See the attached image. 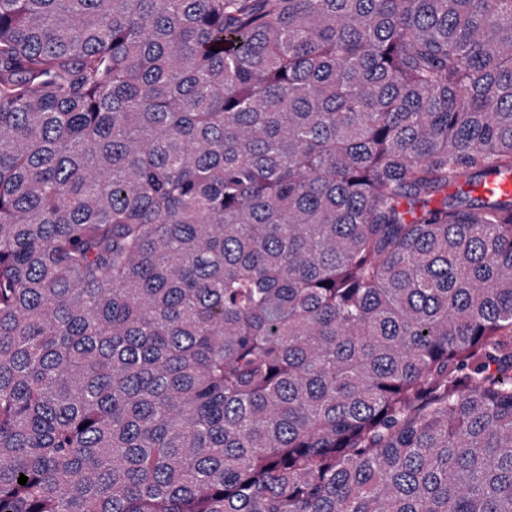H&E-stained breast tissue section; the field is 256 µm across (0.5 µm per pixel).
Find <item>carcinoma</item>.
Masks as SVG:
<instances>
[{
  "instance_id": "obj_1",
  "label": "carcinoma",
  "mask_w": 512,
  "mask_h": 512,
  "mask_svg": "<svg viewBox=\"0 0 512 512\" xmlns=\"http://www.w3.org/2000/svg\"><path fill=\"white\" fill-rule=\"evenodd\" d=\"M507 173L512 0H0V512H512Z\"/></svg>"
}]
</instances>
